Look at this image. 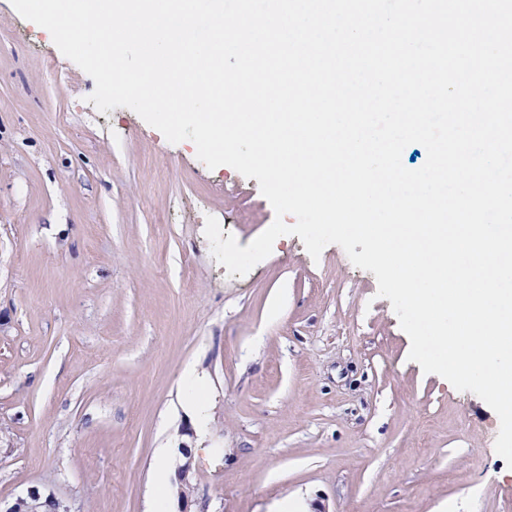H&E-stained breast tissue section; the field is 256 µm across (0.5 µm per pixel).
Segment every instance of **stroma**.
<instances>
[{"instance_id":"stroma-1","label":"stroma","mask_w":512,"mask_h":512,"mask_svg":"<svg viewBox=\"0 0 512 512\" xmlns=\"http://www.w3.org/2000/svg\"><path fill=\"white\" fill-rule=\"evenodd\" d=\"M0 0V512L28 489L73 512H153L160 456L199 440L186 369L212 407L187 500L168 512H512L497 414L409 361L373 273L296 235L244 276L274 210L208 168Z\"/></svg>"}]
</instances>
